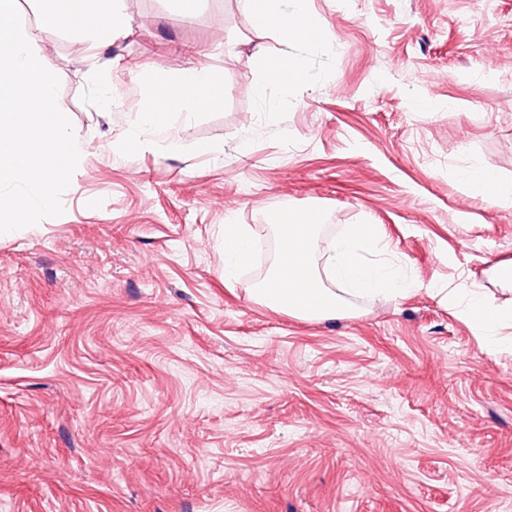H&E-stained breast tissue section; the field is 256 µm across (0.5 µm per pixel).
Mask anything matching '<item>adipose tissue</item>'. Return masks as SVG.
Returning a JSON list of instances; mask_svg holds the SVG:
<instances>
[{"label":"adipose tissue","mask_w":512,"mask_h":512,"mask_svg":"<svg viewBox=\"0 0 512 512\" xmlns=\"http://www.w3.org/2000/svg\"><path fill=\"white\" fill-rule=\"evenodd\" d=\"M242 5L250 12L257 32L273 30L283 43L303 42L310 48H318L320 41L306 19L305 0H294V11L289 16L279 10L277 0H242ZM215 81L216 75L210 68L191 62L178 71L166 92L175 101L196 108L217 107L221 105L222 97L215 88ZM172 122L171 112L149 107L141 112L137 123L126 130L125 140L136 146L144 138L154 136L162 149L175 150L178 142L170 134ZM459 306L462 319L477 334L484 336L488 346L501 348L497 327L512 322V307L493 305L480 292L467 289L462 292Z\"/></svg>","instance_id":"adipose-tissue-1"}]
</instances>
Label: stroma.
Masks as SVG:
<instances>
[{"mask_svg": "<svg viewBox=\"0 0 512 512\" xmlns=\"http://www.w3.org/2000/svg\"><path fill=\"white\" fill-rule=\"evenodd\" d=\"M112 48L41 49L84 139L64 212L0 235V512H512V350L459 316L512 259V0H306L321 46L257 34L240 0H121ZM99 66L124 109L82 101ZM302 77L257 93L281 54ZM200 61L213 110L180 148L126 144ZM321 207L370 223L413 288L300 319L224 277V227ZM466 184L469 188L486 193L493 194H510L511 189H504L499 187L494 182L493 176L486 171H474L466 179Z\"/></svg>", "mask_w": 512, "mask_h": 512, "instance_id": "obj_1", "label": "stroma"}]
</instances>
